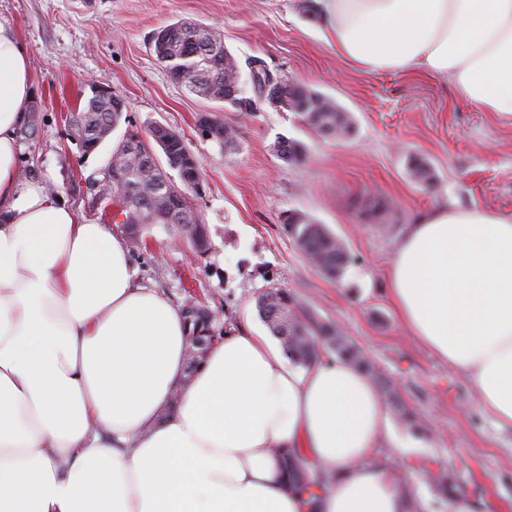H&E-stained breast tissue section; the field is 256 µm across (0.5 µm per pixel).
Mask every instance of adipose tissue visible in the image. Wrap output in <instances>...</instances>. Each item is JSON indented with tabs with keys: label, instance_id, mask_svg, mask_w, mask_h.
Segmentation results:
<instances>
[{
	"label": "adipose tissue",
	"instance_id": "adipose-tissue-1",
	"mask_svg": "<svg viewBox=\"0 0 512 512\" xmlns=\"http://www.w3.org/2000/svg\"><path fill=\"white\" fill-rule=\"evenodd\" d=\"M360 72H422L512 116V0H318ZM33 76L0 24V512H417L371 458L393 436L371 378L296 370L235 328L187 370L181 309L138 285L128 243L18 175ZM407 331L512 428V216L441 207L388 272ZM328 472L308 506L285 465Z\"/></svg>",
	"mask_w": 512,
	"mask_h": 512
}]
</instances>
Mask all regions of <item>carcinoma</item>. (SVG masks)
Wrapping results in <instances>:
<instances>
[{
	"label": "carcinoma",
	"mask_w": 512,
	"mask_h": 512,
	"mask_svg": "<svg viewBox=\"0 0 512 512\" xmlns=\"http://www.w3.org/2000/svg\"><path fill=\"white\" fill-rule=\"evenodd\" d=\"M166 31L165 55L159 62L165 67L170 78L196 96L220 103L226 90L238 85L240 66L236 58L225 48L219 36L212 30L174 22L163 27ZM274 87L278 88V107L298 113L303 122L316 132L341 139L354 131L349 112L336 101L312 89L291 84L279 77ZM255 97L237 94L230 106L238 110H255V98H263L262 86L254 87ZM122 112L116 110L111 99L95 90L85 105L77 110L74 121L81 124L77 136L82 142L80 149L85 154L97 150L96 143L105 140L109 130L119 127ZM146 139L137 140L128 132L112 148V178L116 179L125 192L112 198L116 206L112 219L125 216L123 227L136 238L155 225L163 224L158 212L171 206L181 205L191 209L188 193L193 182L201 178V162L190 155L192 164L182 170L180 183L171 181L168 173L159 165L148 166L144 156L154 147H167L179 156L187 149L181 135L171 134L164 127L144 131ZM277 152L286 161H297L303 157V147L283 139L278 142ZM412 176L428 189L434 187V174L430 166L420 159L410 161ZM285 227L293 236L298 247L324 274L339 279L354 257L339 238L325 225L303 215L287 217ZM294 301L281 288H271L256 300L260 320L278 338L287 356L302 366L315 363L327 351L363 368L390 398H395L390 384L375 372L373 366L352 344L347 342L336 327L318 321L307 313L297 315L293 311ZM189 322L191 336L187 358V370L192 372L202 361L213 337L204 334L212 319V313L205 306L194 303L183 308ZM292 476L299 489L316 497L315 490L323 488L326 477L322 473H310L298 459L289 461Z\"/></svg>",
	"instance_id": "carcinoma-1"
}]
</instances>
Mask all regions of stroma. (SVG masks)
<instances>
[{
	"instance_id": "stroma-1",
	"label": "stroma",
	"mask_w": 512,
	"mask_h": 512,
	"mask_svg": "<svg viewBox=\"0 0 512 512\" xmlns=\"http://www.w3.org/2000/svg\"><path fill=\"white\" fill-rule=\"evenodd\" d=\"M314 0H0V23L13 27L34 76L29 133L18 136L21 173L61 191L87 220L107 223L103 144L82 155L67 116L92 88L125 103L128 128L164 125L178 131L202 164L201 188L190 204L204 229L206 250L174 226H155L130 250L138 282L184 306L197 299L214 319L212 335L237 326L267 328L256 298L271 287L295 306L334 324L400 398L388 415L401 450L377 448L375 460L394 472L422 512H446L438 477L453 474L458 492L482 512H512V431L481 414L463 375L409 336L388 296L387 272L402 233L416 216L445 204L512 215V117L468 104L429 74L359 72L322 37ZM189 21L220 34L238 59L262 58L292 84L334 99L354 118L350 138L315 133L291 111L258 101L250 114L199 98L172 81L151 49L161 27ZM210 112L234 132L221 144L203 135ZM288 138L302 144L297 162L279 157ZM418 158L434 170L428 191L411 177ZM386 199L388 213L367 219L359 202ZM324 224L354 255L341 277H326L285 230L288 216Z\"/></svg>"
}]
</instances>
